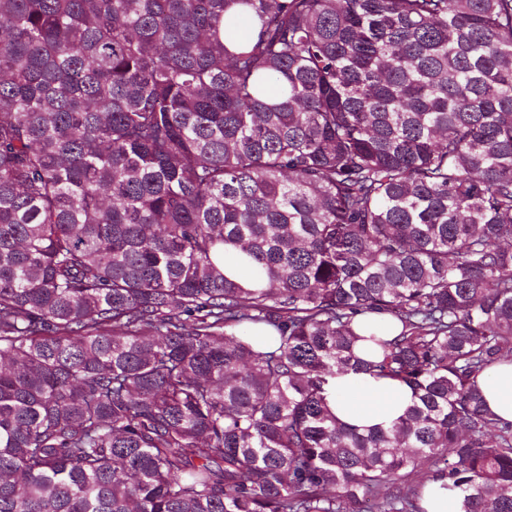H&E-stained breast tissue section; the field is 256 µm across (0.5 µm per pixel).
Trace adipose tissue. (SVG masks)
Wrapping results in <instances>:
<instances>
[{"instance_id": "ef3b65f1", "label": "adipose tissue", "mask_w": 512, "mask_h": 512, "mask_svg": "<svg viewBox=\"0 0 512 512\" xmlns=\"http://www.w3.org/2000/svg\"><path fill=\"white\" fill-rule=\"evenodd\" d=\"M480 386L489 408L501 419L512 421V364L496 367L481 379ZM328 389L337 418L359 427L390 426L414 401L408 385L352 370L332 377Z\"/></svg>"}]
</instances>
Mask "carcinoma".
I'll list each match as a JSON object with an SVG mask.
<instances>
[{
  "label": "carcinoma",
  "instance_id": "carcinoma-1",
  "mask_svg": "<svg viewBox=\"0 0 512 512\" xmlns=\"http://www.w3.org/2000/svg\"><path fill=\"white\" fill-rule=\"evenodd\" d=\"M508 356L512 0H0V512H512ZM489 408L501 419L512 421V362L502 364L480 380ZM330 404L343 423L390 426L414 401L412 389L397 380L365 372L337 373L329 380ZM441 482L427 485L423 506L428 512H461L459 498L452 491L441 488Z\"/></svg>",
  "mask_w": 512,
  "mask_h": 512
}]
</instances>
